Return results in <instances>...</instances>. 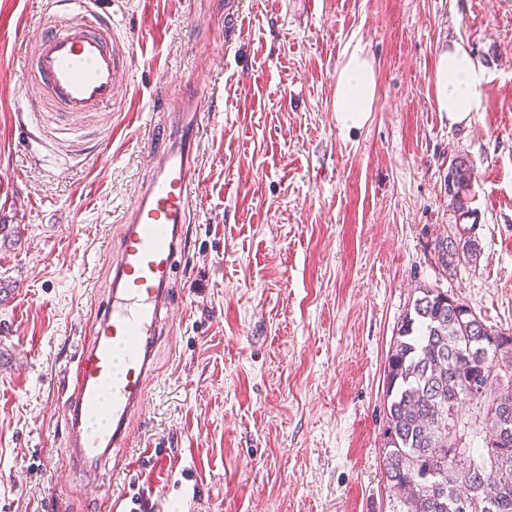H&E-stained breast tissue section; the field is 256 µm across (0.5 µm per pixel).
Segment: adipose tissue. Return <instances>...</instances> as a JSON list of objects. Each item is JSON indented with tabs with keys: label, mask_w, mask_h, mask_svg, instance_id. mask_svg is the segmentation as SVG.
I'll return each instance as SVG.
<instances>
[{
	"label": "adipose tissue",
	"mask_w": 512,
	"mask_h": 512,
	"mask_svg": "<svg viewBox=\"0 0 512 512\" xmlns=\"http://www.w3.org/2000/svg\"><path fill=\"white\" fill-rule=\"evenodd\" d=\"M485 71L459 42L441 49L435 73L436 101L449 124L469 122L479 110ZM376 73L364 47L347 46L336 79L333 110L341 131L364 126L374 109Z\"/></svg>",
	"instance_id": "ef3b65f1"
}]
</instances>
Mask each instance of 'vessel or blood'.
Here are the masks:
<instances>
[{
	"label": "vessel or blood",
	"mask_w": 512,
	"mask_h": 512,
	"mask_svg": "<svg viewBox=\"0 0 512 512\" xmlns=\"http://www.w3.org/2000/svg\"><path fill=\"white\" fill-rule=\"evenodd\" d=\"M72 3L64 22L43 28L24 71L55 107L77 114L113 104L116 75L131 49L88 0ZM210 98L205 86L183 94L155 170L124 220L108 298L66 384V462L89 486L97 485L116 449L127 447L158 371L157 339L173 301L172 265L184 253L187 226L194 221Z\"/></svg>",
	"instance_id": "b4317fda"
}]
</instances>
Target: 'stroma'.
I'll use <instances>...</instances> for the list:
<instances>
[{"label":"stroma","instance_id":"35a3bbf8","mask_svg":"<svg viewBox=\"0 0 512 512\" xmlns=\"http://www.w3.org/2000/svg\"><path fill=\"white\" fill-rule=\"evenodd\" d=\"M134 51L111 109L56 111L23 54L48 0H0V512H390V342L419 289L512 329V0H101ZM374 62L367 123L333 110L344 48ZM487 73L449 124L448 42ZM214 92L158 374L97 495L65 464L58 389L106 256L189 83ZM479 253L444 272L448 170ZM450 169V174L452 179L453 189L449 190L448 197H450L453 211L458 213L459 218L466 216L469 217L470 211L467 207V202L464 201L463 192L464 189L468 186L469 182V173H470V165H468L467 161L461 159L455 162Z\"/></svg>","mask_w":512,"mask_h":512}]
</instances>
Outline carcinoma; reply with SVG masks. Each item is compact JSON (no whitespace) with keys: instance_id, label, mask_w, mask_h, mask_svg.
<instances>
[{"instance_id":"carcinoma-1","label":"carcinoma","mask_w":512,"mask_h":512,"mask_svg":"<svg viewBox=\"0 0 512 512\" xmlns=\"http://www.w3.org/2000/svg\"><path fill=\"white\" fill-rule=\"evenodd\" d=\"M470 165L450 168L453 211L467 217ZM446 272L474 260L466 230L442 238ZM494 370L472 388L478 362ZM383 475L392 512H512V329L488 326L459 299L421 288L386 358Z\"/></svg>"}]
</instances>
